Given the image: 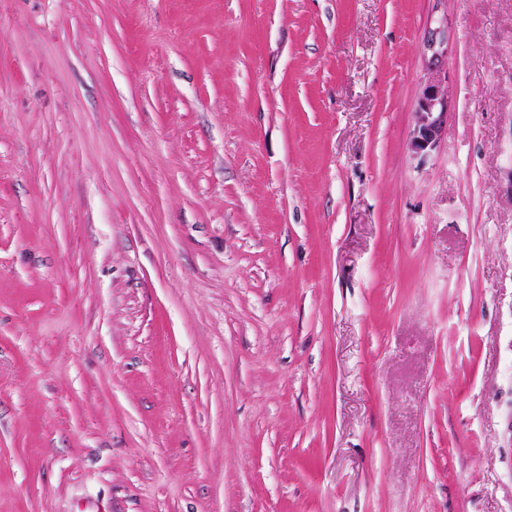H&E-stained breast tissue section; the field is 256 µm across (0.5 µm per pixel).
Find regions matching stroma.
I'll use <instances>...</instances> for the list:
<instances>
[{"label":"stroma","mask_w":512,"mask_h":512,"mask_svg":"<svg viewBox=\"0 0 512 512\" xmlns=\"http://www.w3.org/2000/svg\"><path fill=\"white\" fill-rule=\"evenodd\" d=\"M0 512H512V0H0ZM427 47L432 55L427 61V81L417 101L416 124L411 148L416 154L434 149L448 124V30L439 26L428 32Z\"/></svg>","instance_id":"obj_1"}]
</instances>
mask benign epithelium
Segmentation results:
<instances>
[{
	"mask_svg": "<svg viewBox=\"0 0 512 512\" xmlns=\"http://www.w3.org/2000/svg\"><path fill=\"white\" fill-rule=\"evenodd\" d=\"M427 47L432 55L427 61L428 77L417 101L416 124L411 148L417 153L434 149L448 124V31L439 26L428 32Z\"/></svg>",
	"mask_w": 512,
	"mask_h": 512,
	"instance_id": "1",
	"label": "benign epithelium"
}]
</instances>
